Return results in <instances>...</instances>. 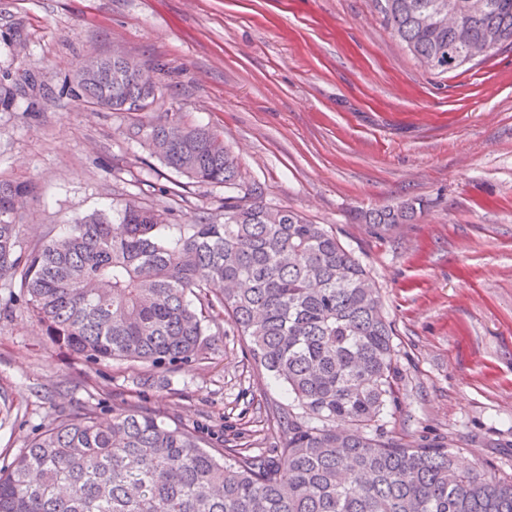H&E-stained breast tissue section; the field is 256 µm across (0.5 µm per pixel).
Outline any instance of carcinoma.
<instances>
[{"label":"carcinoma","mask_w":512,"mask_h":512,"mask_svg":"<svg viewBox=\"0 0 512 512\" xmlns=\"http://www.w3.org/2000/svg\"><path fill=\"white\" fill-rule=\"evenodd\" d=\"M391 34L424 69L474 66L463 45L488 30L512 46V0H377ZM76 73L81 96L114 112L152 105L133 66L98 59ZM128 136L197 184L224 185V221L169 223L134 199L77 217L21 246L27 181L0 178V278L58 344L88 361L171 365L198 354L228 314L263 369L288 387V440L267 462L208 448L151 410L103 422L78 409L0 468V512H512V477L462 464L451 445L366 432L395 403L392 330L352 250L324 224L273 207L241 183L220 136L176 113ZM423 203L361 210L374 226L407 224Z\"/></svg>","instance_id":"1"}]
</instances>
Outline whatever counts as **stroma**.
<instances>
[{
    "label": "stroma",
    "instance_id": "stroma-1",
    "mask_svg": "<svg viewBox=\"0 0 512 512\" xmlns=\"http://www.w3.org/2000/svg\"><path fill=\"white\" fill-rule=\"evenodd\" d=\"M115 52L154 69L151 110L79 97L77 65ZM165 112L220 134L243 181L366 266L398 372L379 430L512 476V50L425 71L376 0H0V176L34 186L23 245L129 196L172 208L173 224L222 213L223 186L188 183L128 138ZM407 199L425 204L412 223L353 219ZM0 396V466L81 407L103 420L148 408L266 459L288 438L286 386L227 320L183 363H92L53 343L3 279Z\"/></svg>",
    "mask_w": 512,
    "mask_h": 512
}]
</instances>
